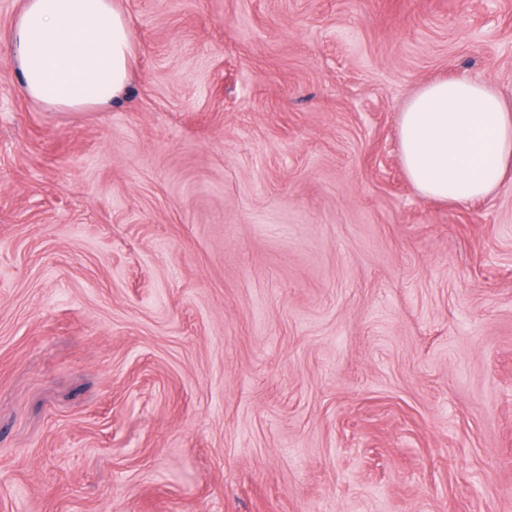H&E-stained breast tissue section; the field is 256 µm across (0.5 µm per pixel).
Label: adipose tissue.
<instances>
[{
    "instance_id": "1",
    "label": "adipose tissue",
    "mask_w": 512,
    "mask_h": 512,
    "mask_svg": "<svg viewBox=\"0 0 512 512\" xmlns=\"http://www.w3.org/2000/svg\"><path fill=\"white\" fill-rule=\"evenodd\" d=\"M132 57L116 0H23L12 24L22 91L51 108L82 112L123 98ZM399 137L405 172L429 198L479 200L512 165V109L484 81L425 85L400 113Z\"/></svg>"
}]
</instances>
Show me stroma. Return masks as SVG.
Returning a JSON list of instances; mask_svg holds the SVG:
<instances>
[{
  "label": "stroma",
  "mask_w": 512,
  "mask_h": 512,
  "mask_svg": "<svg viewBox=\"0 0 512 512\" xmlns=\"http://www.w3.org/2000/svg\"><path fill=\"white\" fill-rule=\"evenodd\" d=\"M0 0V512H512V169L425 197L424 85L512 101V0H118L63 112Z\"/></svg>",
  "instance_id": "obj_1"
}]
</instances>
